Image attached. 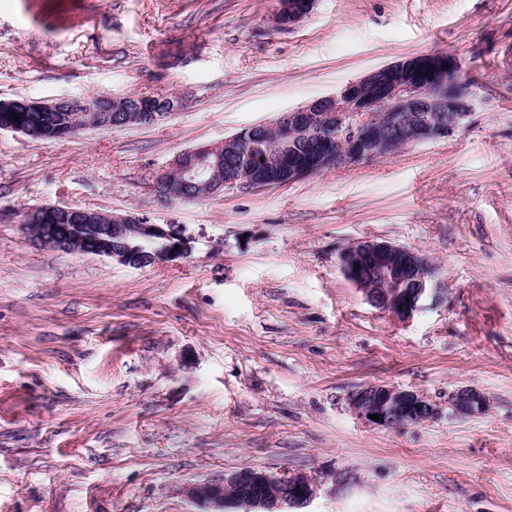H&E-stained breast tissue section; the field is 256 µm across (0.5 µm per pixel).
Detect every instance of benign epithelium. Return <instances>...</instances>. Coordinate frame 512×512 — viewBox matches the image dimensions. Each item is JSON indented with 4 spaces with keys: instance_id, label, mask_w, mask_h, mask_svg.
I'll list each match as a JSON object with an SVG mask.
<instances>
[{
    "instance_id": "benign-epithelium-1",
    "label": "benign epithelium",
    "mask_w": 512,
    "mask_h": 512,
    "mask_svg": "<svg viewBox=\"0 0 512 512\" xmlns=\"http://www.w3.org/2000/svg\"><path fill=\"white\" fill-rule=\"evenodd\" d=\"M309 9L308 0H280L273 18L279 27L298 23ZM457 60L446 53H424L383 65L346 82L336 92L317 97L283 113L273 124H256L216 144L179 153L156 181L158 192L171 200L201 199L226 188H259L274 181L293 183L313 170L336 164H355L386 158L402 146L445 138L464 124L476 104L472 88L456 82L448 97V78L457 75ZM181 106V99H164L150 110L138 103L112 107V98L0 99V112H39L51 118L55 139L68 140L89 126L108 130L130 124H149ZM285 133L273 169L256 171L245 165L222 168V160L248 154L261 130ZM304 144V151L288 150ZM54 215L70 230L93 234L95 255L132 268L185 257L188 243L172 226L151 224L132 215L107 213L63 204L33 207L25 227H36ZM346 277L373 307L399 322H407L426 302L436 305L445 289L435 281L427 258L385 240L352 243L341 255ZM349 408L368 424L412 426L435 418L439 406L429 397L381 384H366L348 396ZM487 408L485 396L472 387L448 393V415L475 416ZM378 415L379 420L370 419ZM318 481L305 472L281 477L264 470L244 469L186 488L188 496L208 512H296L316 495Z\"/></svg>"
}]
</instances>
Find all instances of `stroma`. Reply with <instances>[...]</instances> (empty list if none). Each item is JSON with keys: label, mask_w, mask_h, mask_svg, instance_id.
<instances>
[{"label": "stroma", "mask_w": 512, "mask_h": 512, "mask_svg": "<svg viewBox=\"0 0 512 512\" xmlns=\"http://www.w3.org/2000/svg\"><path fill=\"white\" fill-rule=\"evenodd\" d=\"M0 0V99L182 98L151 125L66 141L0 132V512H202L245 468L322 484L301 512H512V0ZM446 52L476 105L451 136L273 188L168 200L183 150ZM44 204L170 224L187 257L134 269L34 242ZM366 238L433 262L448 294L405 323L340 256ZM414 389L382 428L347 398ZM483 392L478 417L448 393ZM309 2L307 0H280V9L273 18L278 27H289L298 23L307 13ZM349 408L368 424L392 427L412 426L435 418L439 406L413 390L381 384H366L348 396ZM377 414L380 421L369 418ZM487 408L485 396L472 387H459L448 393L449 416H475Z\"/></svg>", "instance_id": "obj_1"}]
</instances>
